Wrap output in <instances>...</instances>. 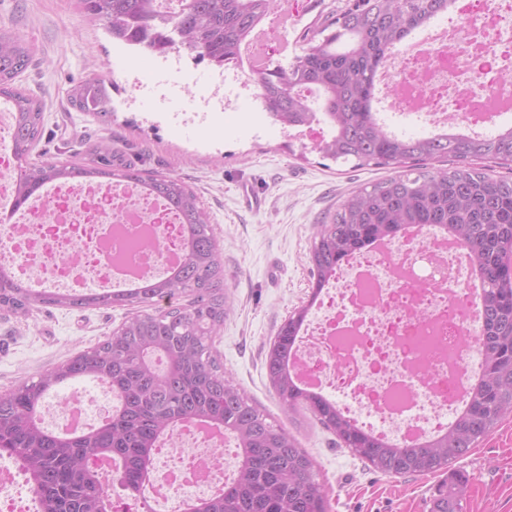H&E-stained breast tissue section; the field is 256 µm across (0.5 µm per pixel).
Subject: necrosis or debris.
I'll return each instance as SVG.
<instances>
[{"instance_id": "4bbe7bcc", "label": "necrosis or debris", "mask_w": 512, "mask_h": 512, "mask_svg": "<svg viewBox=\"0 0 512 512\" xmlns=\"http://www.w3.org/2000/svg\"><path fill=\"white\" fill-rule=\"evenodd\" d=\"M426 45L407 48L386 83L389 107L429 118L438 132L489 135L506 115L487 108L512 98V0H455L445 22L425 29ZM279 35L258 29L205 102L233 106L257 90L260 57ZM16 156L0 137V265L19 279L74 293L108 286L114 264L151 278L180 256V220L160 198L125 183L62 182L28 210L13 208ZM157 226L163 248L126 251L141 225ZM473 291L447 247L419 228L355 255L322 288L300 328L290 369L304 388L332 390L337 408L366 431L398 445L442 432L465 393L464 372L481 365L482 325ZM109 396L76 390L62 406L64 430L88 425ZM237 442L193 421L160 444L152 490L131 499L113 487L116 512H179L183 491L223 489L235 475Z\"/></svg>"}]
</instances>
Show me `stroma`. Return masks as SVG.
<instances>
[{"label":"stroma","mask_w":512,"mask_h":512,"mask_svg":"<svg viewBox=\"0 0 512 512\" xmlns=\"http://www.w3.org/2000/svg\"><path fill=\"white\" fill-rule=\"evenodd\" d=\"M0 25L28 41L33 64L19 83L45 103L29 162L86 161L87 137L110 133L138 168L182 179L209 210L231 296L216 354L226 375L314 457L329 512H429L449 472L394 477L367 466L309 412H285L263 365L280 325L307 300L315 224L342 194L382 178V171L323 158L251 98L183 124V113L206 92L208 64L190 61L172 72L112 40L102 23L86 18L79 0H0ZM100 76L119 84L106 124L67 104L72 85ZM125 315L119 307L47 306L25 319L0 313V390L104 340ZM452 470L469 479L464 512H512V414Z\"/></svg>","instance_id":"1"}]
</instances>
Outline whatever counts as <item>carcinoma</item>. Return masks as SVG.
<instances>
[{
    "label": "carcinoma",
    "mask_w": 512,
    "mask_h": 512,
    "mask_svg": "<svg viewBox=\"0 0 512 512\" xmlns=\"http://www.w3.org/2000/svg\"><path fill=\"white\" fill-rule=\"evenodd\" d=\"M85 15L104 23L112 39L153 56L182 52L222 67L253 32L268 24L277 0H80ZM454 0H347L303 35L305 48L288 68L268 64L259 79L262 108L284 127L323 121L331 136L315 147L323 157L388 177L344 195L318 225L308 261L307 303L295 308L265 353L269 384L287 409L304 407L337 444L373 469L390 475L439 471L468 455L512 413V179L481 165H512V126L485 137L425 133L399 136L373 110L377 75L393 49ZM26 40L0 27V102L15 114L13 141L19 160L14 206L23 209L59 181L134 182L165 200L184 233L178 271L125 292L45 293L27 288L0 269V313L26 316L39 306L135 308L104 341L0 391V457L28 474L40 512H102L108 476L94 465L117 459L120 481L135 497L147 479L157 445L186 420L222 427L239 443L237 476L224 490L187 499L183 512H328L314 458L269 418L213 354L224 326L229 295L224 257L210 216L197 194L174 176L136 168L116 147L93 143L82 163L29 164L25 155L40 139L44 106L18 87L30 66ZM104 79L73 85L68 103L106 123L114 115ZM317 94L312 104L307 93ZM456 158L448 170L422 162ZM422 225L451 233L469 252L483 284L482 365L465 407L448 430L405 447L384 441L347 419L336 403L302 388L289 367L298 331L324 285L351 257L380 239ZM108 384L117 406L102 424L59 435L40 422L44 400L76 380ZM468 478L454 472L430 512H463Z\"/></svg>",
    "instance_id": "carcinoma-1"
}]
</instances>
